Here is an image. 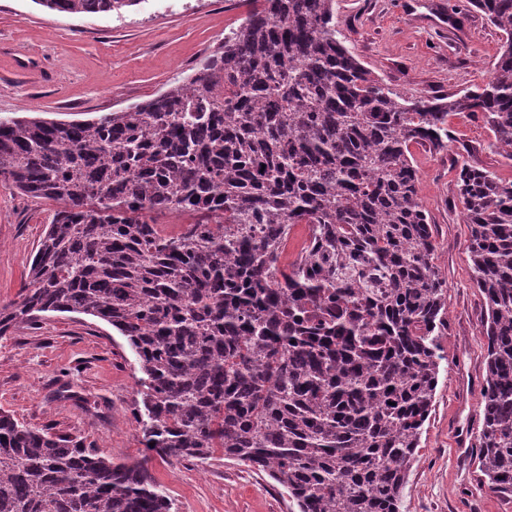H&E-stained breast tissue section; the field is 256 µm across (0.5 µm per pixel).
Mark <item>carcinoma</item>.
<instances>
[{"mask_svg": "<svg viewBox=\"0 0 512 512\" xmlns=\"http://www.w3.org/2000/svg\"><path fill=\"white\" fill-rule=\"evenodd\" d=\"M69 15L137 0H35ZM334 0H252L151 99L85 120L0 119V181L62 204L0 337L92 316L138 364L147 452L250 463L299 512H400L444 359V282L410 147L466 112L512 160V0H467L502 35L486 82L405 97L371 76ZM458 194L486 336L476 436L512 498V181L464 160ZM191 213L163 235L154 215ZM310 233L281 262L292 227ZM142 462H114L0 412V512H171Z\"/></svg>", "mask_w": 512, "mask_h": 512, "instance_id": "carcinoma-1", "label": "carcinoma"}]
</instances>
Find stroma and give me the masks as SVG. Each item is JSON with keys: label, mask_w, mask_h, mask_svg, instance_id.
<instances>
[{"label": "stroma", "mask_w": 512, "mask_h": 512, "mask_svg": "<svg viewBox=\"0 0 512 512\" xmlns=\"http://www.w3.org/2000/svg\"><path fill=\"white\" fill-rule=\"evenodd\" d=\"M250 0H140L121 13L66 15L34 0H0V118L72 121L152 98L191 74L237 26ZM349 50L391 91L445 97L485 81L501 34L448 0H334ZM450 151H414L418 197L435 226L434 265L446 283V355L418 461L401 512H512L479 470L474 436L482 411L486 340L483 298L471 279L469 227L455 159L512 181V161L492 148L480 120L451 116ZM60 205L0 182V305L17 299L46 227ZM136 360L99 319L49 313L0 337V411L52 435L81 437L116 461L145 460L174 512H298L250 464L215 453L206 464L146 457L134 418Z\"/></svg>", "instance_id": "stroma-1"}]
</instances>
